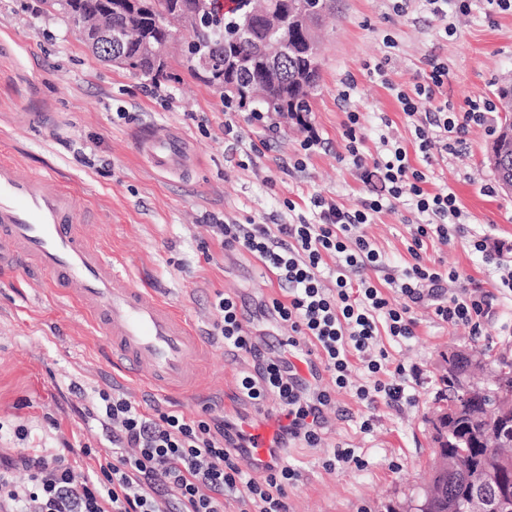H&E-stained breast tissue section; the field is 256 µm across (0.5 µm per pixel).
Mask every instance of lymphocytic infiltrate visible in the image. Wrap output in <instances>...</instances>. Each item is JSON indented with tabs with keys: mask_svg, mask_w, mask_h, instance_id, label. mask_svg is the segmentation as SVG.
Here are the masks:
<instances>
[{
	"mask_svg": "<svg viewBox=\"0 0 512 512\" xmlns=\"http://www.w3.org/2000/svg\"><path fill=\"white\" fill-rule=\"evenodd\" d=\"M424 82L413 92H398L397 101L413 118L415 143L423 157L432 150L455 152L472 126L484 124L491 102H469L466 111L450 103H436L437 91L448 79V68L430 60ZM430 102L420 111V101ZM360 115H347L345 151L353 165L364 172L371 195L357 208L348 209L319 195L310 199L311 217L290 224H224L218 228L223 244L254 256L275 275L281 295L272 299L273 319L288 326L287 354H315L331 376V388L311 386L287 354L260 349L244 325L236 299L220 295L214 308L215 331L225 346L251 356L252 373L238 385L242 397L254 406L276 398L288 423L283 442L304 441L317 446L324 410L332 393L350 385L354 362L374 379L362 385L357 396L373 401L377 394L397 402L403 397L404 366L392 378L378 380L388 354L378 338L414 336V304L429 303L434 316L446 323L479 330L489 308L480 285L456 269L445 271L420 263L427 242L448 244L465 232V221L451 187L437 192L425 188L427 176L414 167L399 140H384L382 154L366 161L357 135ZM407 200L413 226L409 253L416 262L402 277H387L395 297H388L362 273L384 268L383 255L364 234L375 215L395 201ZM101 408L112 424V452L84 447L90 467L72 466L64 454L19 453L0 465V512H224L226 493L243 492L250 512H288L286 488L300 473L281 464L263 478L246 476L237 464L242 455V432L222 416L189 418L176 411L143 413L123 395L101 393ZM27 475L26 483L14 481L13 470Z\"/></svg>",
	"mask_w": 512,
	"mask_h": 512,
	"instance_id": "1",
	"label": "lymphocytic infiltrate"
}]
</instances>
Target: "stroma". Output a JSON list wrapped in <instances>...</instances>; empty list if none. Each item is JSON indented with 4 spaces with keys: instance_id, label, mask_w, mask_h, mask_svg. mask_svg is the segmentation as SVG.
<instances>
[{
    "instance_id": "obj_1",
    "label": "stroma",
    "mask_w": 512,
    "mask_h": 512,
    "mask_svg": "<svg viewBox=\"0 0 512 512\" xmlns=\"http://www.w3.org/2000/svg\"><path fill=\"white\" fill-rule=\"evenodd\" d=\"M395 2L336 0V16L323 31L321 82L310 115L326 147L296 169L304 131L288 126L270 135L248 123L242 110L235 116L241 141L225 136L223 93L181 51L171 53L172 77L155 96L151 81L100 62L44 0H0V144L11 149L22 172L48 171L82 190L93 207L83 233L124 258L140 283L191 320L206 346L205 383L217 395L207 405L213 413L235 421L259 418L238 391L239 378L253 369L251 357L224 347L213 333L217 294L235 297L258 343L275 344L288 328L259 312L280 293L275 277L248 252L224 248L206 215L286 224L294 214H309L314 195L357 208L369 188L359 170L338 159L352 110L361 115L367 159L376 158L381 137L393 136L426 173L428 191L454 188L468 234L445 245L428 242L421 256L426 265L454 268L481 283L491 299L488 318L475 332L442 322L418 304L411 308L417 322L411 339L381 336L390 365L406 368L402 400H359L354 388L367 376L354 371L353 388L336 393L325 411L320 444L294 442L288 449L285 460L300 473L297 485L286 489L289 512H400L436 460L429 419L447 396L441 378L449 351L487 348L512 357V291L499 285L500 270L512 268V194L497 189L487 161L504 113L495 110L487 124L472 127L455 153L436 152L426 161L396 99L422 80L428 59L436 57L448 67L437 100L458 112L471 100L497 101L500 85L512 81V9L474 0L469 14L452 16L456 32L449 37L424 0H407L400 11ZM378 63L380 76L369 71ZM346 77L353 86L345 101L339 92ZM164 130L188 139L184 171H157L139 149L146 135ZM488 185L494 188L489 196ZM289 200L294 209L286 208ZM407 215L399 203L364 228L387 265L365 272L377 287H384L386 273H401L413 262ZM474 233L485 239L486 252L473 249ZM115 388L148 412L158 407L194 418L207 407L116 383L101 336L41 278L20 273L0 284L1 456L20 448L45 454L67 448L70 462L86 467L82 447L109 442L101 423L81 413L99 407L100 391ZM367 418L372 426L365 431L360 424ZM344 448L360 457V466L326 467L334 450Z\"/></svg>"
}]
</instances>
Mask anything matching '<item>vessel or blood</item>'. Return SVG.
Listing matches in <instances>:
<instances>
[{"mask_svg":"<svg viewBox=\"0 0 512 512\" xmlns=\"http://www.w3.org/2000/svg\"><path fill=\"white\" fill-rule=\"evenodd\" d=\"M143 150L155 167L177 166L183 137L156 133ZM88 204L75 187L42 173H21L0 156V270L31 269L46 278L96 331L111 363L133 381L184 398L201 395L197 369L203 343L190 320L136 281L124 260L90 241L79 229ZM284 420L245 424L249 460L263 475L279 453Z\"/></svg>","mask_w":512,"mask_h":512,"instance_id":"obj_1","label":"vessel or blood"}]
</instances>
